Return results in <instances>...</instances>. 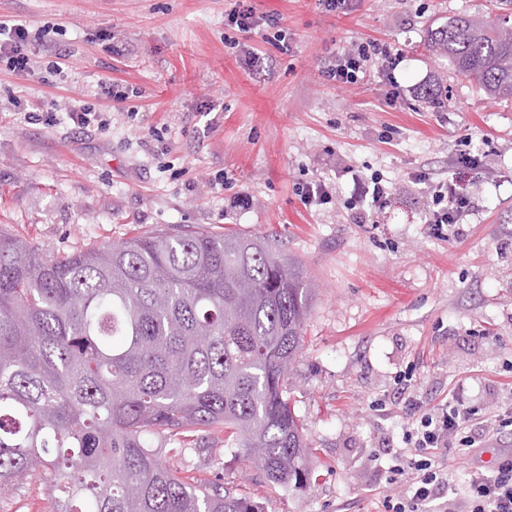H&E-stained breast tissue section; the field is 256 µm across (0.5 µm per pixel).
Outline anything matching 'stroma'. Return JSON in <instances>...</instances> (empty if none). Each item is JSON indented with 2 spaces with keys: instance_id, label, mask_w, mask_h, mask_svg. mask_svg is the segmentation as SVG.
Listing matches in <instances>:
<instances>
[{
  "instance_id": "obj_1",
  "label": "stroma",
  "mask_w": 512,
  "mask_h": 512,
  "mask_svg": "<svg viewBox=\"0 0 512 512\" xmlns=\"http://www.w3.org/2000/svg\"><path fill=\"white\" fill-rule=\"evenodd\" d=\"M246 7L278 14L287 43L229 27ZM500 14L496 0H0V19L50 28L29 42L28 75L0 70V232L60 255L194 228L267 235L315 284L288 384L316 480L269 485L220 432L182 468L258 512H386L419 411L512 404V102L423 50L432 23ZM369 39L391 43L395 70L325 76ZM426 83L441 97L420 98ZM75 103L106 128H75ZM464 153L479 168L459 169ZM374 174L390 192L359 224L354 180ZM420 174L474 192L460 234L427 224ZM319 181L329 203L306 204ZM48 508L35 476L0 494V512Z\"/></svg>"
}]
</instances>
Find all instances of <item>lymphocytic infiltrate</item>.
<instances>
[{"instance_id":"1","label":"lymphocytic infiltrate","mask_w":512,"mask_h":512,"mask_svg":"<svg viewBox=\"0 0 512 512\" xmlns=\"http://www.w3.org/2000/svg\"><path fill=\"white\" fill-rule=\"evenodd\" d=\"M29 30L26 24L0 21V61L8 69L22 74L32 68L28 53ZM395 65L390 44L378 40L351 43L327 67L328 78L346 85L358 81L367 64ZM430 194L434 204L426 221L430 224L463 223L476 208L474 196L456 178L433 182ZM476 407L462 403L422 413L416 427L406 434L413 449L406 466L396 469L387 482L384 505L387 512H419L433 505L434 512H512V453L500 458L495 467H471L463 487H456L447 462L436 456L439 448L458 443L474 446L473 429L491 438L502 428L512 426V407L495 411L477 420Z\"/></svg>"}]
</instances>
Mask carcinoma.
<instances>
[{
	"mask_svg": "<svg viewBox=\"0 0 512 512\" xmlns=\"http://www.w3.org/2000/svg\"><path fill=\"white\" fill-rule=\"evenodd\" d=\"M424 50L512 100V24L456 16ZM314 284L262 235L156 233L66 255L0 233V491L49 512H256L170 461L224 447L272 484L315 478L285 386ZM47 492L37 476L28 477L22 488L8 491L0 498V512H49Z\"/></svg>",
	"mask_w": 512,
	"mask_h": 512,
	"instance_id": "obj_1",
	"label": "carcinoma"
}]
</instances>
